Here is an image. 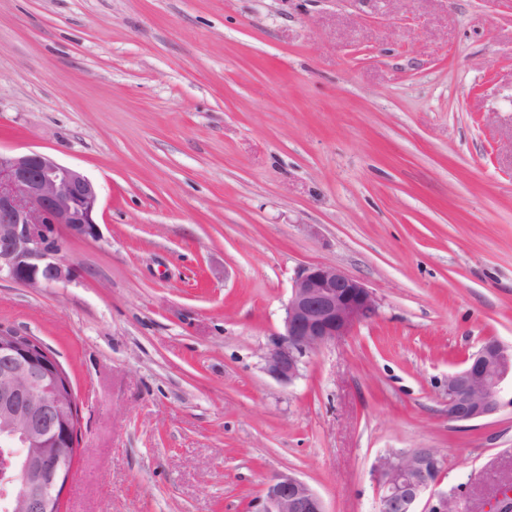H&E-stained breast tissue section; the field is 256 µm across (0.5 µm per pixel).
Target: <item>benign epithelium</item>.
I'll use <instances>...</instances> for the list:
<instances>
[{"mask_svg":"<svg viewBox=\"0 0 512 512\" xmlns=\"http://www.w3.org/2000/svg\"><path fill=\"white\" fill-rule=\"evenodd\" d=\"M99 188L80 170L28 150L0 151V281L42 290L75 279L63 258L62 231L81 239L99 235ZM378 300L360 279L331 264L295 273L283 330L263 355L265 371L293 383L305 357L377 317ZM0 417L29 449L24 461L10 440L0 448L3 512H59L62 484L73 467L75 399L56 358L26 336L0 334ZM512 349L485 340L448 374L449 418L468 423L498 411ZM444 462L433 450H391L373 468L379 512H415L425 495L428 512H457L443 493L430 492ZM258 512H326L321 497L302 479L279 473L267 484ZM490 512H512V482L503 485Z\"/></svg>","mask_w":512,"mask_h":512,"instance_id":"benign-epithelium-1","label":"benign epithelium"}]
</instances>
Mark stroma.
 Masks as SVG:
<instances>
[{"instance_id":"stroma-1","label":"stroma","mask_w":512,"mask_h":512,"mask_svg":"<svg viewBox=\"0 0 512 512\" xmlns=\"http://www.w3.org/2000/svg\"><path fill=\"white\" fill-rule=\"evenodd\" d=\"M31 149L101 191L75 281H0L77 396L61 512H256L280 472L376 512L392 449L459 512L512 481V404L448 417L512 346V0H0V150ZM313 263L379 314L286 385L262 355ZM464 364L448 375L449 418L468 423L496 413L509 377L512 403L511 348L495 339H486Z\"/></svg>"}]
</instances>
